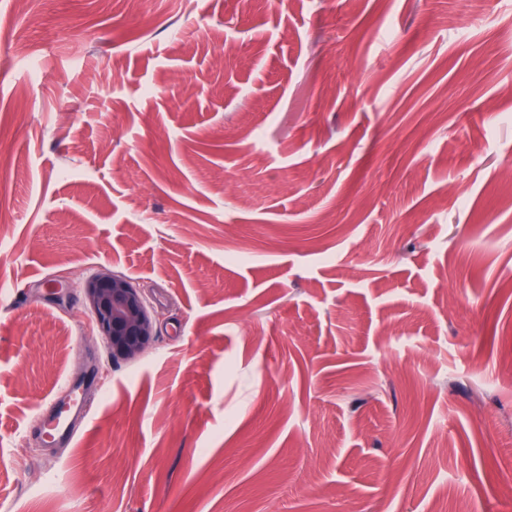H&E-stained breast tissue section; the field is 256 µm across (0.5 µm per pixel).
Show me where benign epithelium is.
<instances>
[{
	"label": "benign epithelium",
	"instance_id": "1",
	"mask_svg": "<svg viewBox=\"0 0 512 512\" xmlns=\"http://www.w3.org/2000/svg\"><path fill=\"white\" fill-rule=\"evenodd\" d=\"M99 336L114 360L140 356L156 336V316L130 278L101 268L82 284Z\"/></svg>",
	"mask_w": 512,
	"mask_h": 512
}]
</instances>
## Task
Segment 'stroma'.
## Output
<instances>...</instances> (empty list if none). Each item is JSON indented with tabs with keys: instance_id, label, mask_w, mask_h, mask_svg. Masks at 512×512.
Segmentation results:
<instances>
[{
	"instance_id": "obj_1",
	"label": "stroma",
	"mask_w": 512,
	"mask_h": 512,
	"mask_svg": "<svg viewBox=\"0 0 512 512\" xmlns=\"http://www.w3.org/2000/svg\"><path fill=\"white\" fill-rule=\"evenodd\" d=\"M0 129L9 512H512V0H0ZM113 360L140 356L156 336V316L130 278L101 268L81 286Z\"/></svg>"
}]
</instances>
